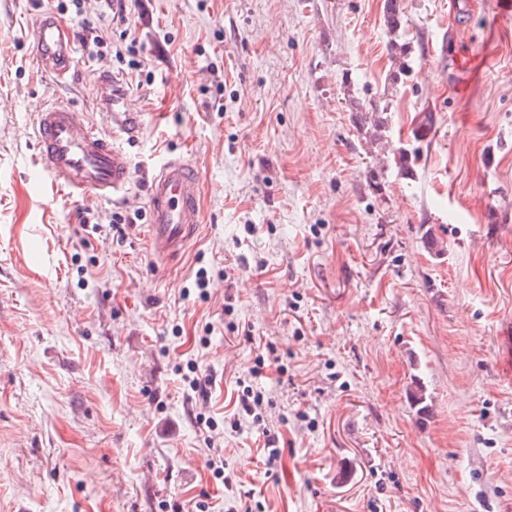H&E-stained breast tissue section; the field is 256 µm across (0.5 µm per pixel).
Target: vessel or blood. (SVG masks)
<instances>
[{"label":"vessel or blood","instance_id":"obj_1","mask_svg":"<svg viewBox=\"0 0 512 512\" xmlns=\"http://www.w3.org/2000/svg\"><path fill=\"white\" fill-rule=\"evenodd\" d=\"M77 38L50 13L36 21L32 53L40 65L65 74ZM36 174L51 178L74 202L109 200L127 191L131 162L123 147L95 131L82 112L53 104L35 115ZM147 245L153 257L176 259L196 237L201 220L198 175L187 159L172 157L153 176L148 192Z\"/></svg>","mask_w":512,"mask_h":512}]
</instances>
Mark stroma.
Wrapping results in <instances>:
<instances>
[{
	"label": "stroma",
	"instance_id": "obj_1",
	"mask_svg": "<svg viewBox=\"0 0 512 512\" xmlns=\"http://www.w3.org/2000/svg\"><path fill=\"white\" fill-rule=\"evenodd\" d=\"M61 2L0 0V512H512L502 0H402L396 81L384 0H124L131 30ZM44 11L106 48L41 71ZM133 40L143 68L103 111L98 77ZM356 102L387 105L380 139ZM56 103L127 150L128 197L32 187L34 115ZM174 156L202 220L162 264L146 202Z\"/></svg>",
	"mask_w": 512,
	"mask_h": 512
}]
</instances>
